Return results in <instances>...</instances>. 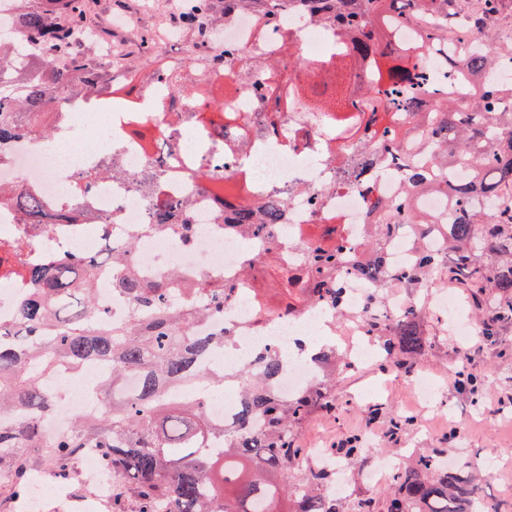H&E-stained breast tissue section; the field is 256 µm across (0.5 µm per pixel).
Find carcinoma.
Listing matches in <instances>:
<instances>
[{"label":"carcinoma","mask_w":512,"mask_h":512,"mask_svg":"<svg viewBox=\"0 0 512 512\" xmlns=\"http://www.w3.org/2000/svg\"><path fill=\"white\" fill-rule=\"evenodd\" d=\"M294 0H231L252 5L260 18L284 12ZM323 18L336 22L349 50L347 64L356 65L373 54L385 66L384 86L365 96L371 114L396 110L413 114L415 124L397 128L380 125L373 138L385 152L400 154L405 192L397 202L380 195L368 209L381 221L371 225L363 245L369 257L357 272L372 284L415 289L446 270L460 287L470 289L484 324V336L494 341L496 325L512 324V160L501 159L496 147L512 149V83L489 74L512 64V45L499 46L489 37L484 17L465 12L460 0H315ZM403 23L421 21L427 27L420 47H448V34L464 29L485 41L481 50L459 45L457 64L468 73L482 74V85L469 107L427 86L426 76L405 62L401 51L381 37L377 22L385 10ZM24 37L12 52L29 59L25 69L8 77V95L31 113L29 127L45 131L43 118L55 104L83 90V76L95 57L78 51L84 26L65 24L31 7L23 9ZM285 107L295 104L316 112L330 108L315 85H297L284 79L272 88ZM364 113L340 111L336 127L351 135L359 132ZM447 193L448 235L442 250L421 249L408 265L388 271L378 260L384 240L403 224L414 225L427 237L437 222L418 212L413 198L420 193ZM282 197L238 214L240 233L267 236L281 224ZM12 205L33 221L45 214L39 199L16 191L0 192V207ZM305 274L294 275L281 260L276 245L244 259L245 272L266 287V261H274L279 285L296 291V305L330 303L343 309L344 288L336 280V265L350 247L330 226L314 234L307 245ZM126 247L107 246L102 257L47 258L27 264L21 274L32 285L19 305L14 324L0 326V456H21L27 448H41L52 466L61 470L83 448H95L102 470L126 480L137 497V512H347L346 501L322 492L333 483L325 469L300 473L305 449L295 444V433L314 409L336 410L332 388L336 362L327 352L316 357L319 376L297 394L284 398L270 381L282 369L274 349L260 351L253 364L237 370L241 409L237 418L216 422L203 400L170 398L177 384L217 387L225 376L209 372L204 356L212 350L233 349L239 336L226 327L214 337L195 336L192 326L203 316H224L232 297L231 283L202 277L195 285L197 310L178 304L175 277L144 281L133 271L112 280V289L127 296L145 313L121 324L102 320L94 297L96 268L101 262L124 264ZM380 293H367L360 322L369 337L380 341L386 363L411 372L424 354L427 340L419 325L423 305L391 317L378 311ZM97 361L108 374L97 389L99 410L79 415L71 427L53 438L44 436L42 422L53 401L42 384L56 371H78ZM139 380L137 391L124 389L127 378ZM356 461L365 453L363 436L355 434L341 448ZM482 471L471 466L448 471L435 454L398 462L392 474L387 512H501L485 500Z\"/></svg>","instance_id":"obj_1"}]
</instances>
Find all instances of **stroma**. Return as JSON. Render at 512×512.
<instances>
[{"instance_id": "obj_1", "label": "stroma", "mask_w": 512, "mask_h": 512, "mask_svg": "<svg viewBox=\"0 0 512 512\" xmlns=\"http://www.w3.org/2000/svg\"><path fill=\"white\" fill-rule=\"evenodd\" d=\"M118 16L128 17L132 25L113 30V39L131 47L133 67L146 65L150 53L144 40L168 19L164 0H94L87 23L104 29ZM457 295L471 326L466 340L440 325L437 308L421 314L420 326L431 346L418 365L434 371L442 382L434 407L417 406L408 374L377 358L342 371L336 379L335 411H314L298 429L296 440L306 449L333 448L367 430L373 446L349 472L346 499L352 510L369 500L375 512H385L384 493L368 485L366 474L388 449L403 448L413 455L437 450L445 457L463 452L480 460L496 453L486 492L503 512H512V325L500 329L496 342L487 341L468 291L458 289ZM470 372L481 375V387L474 393L458 390L456 379ZM397 417L411 418L412 423L393 429L391 421Z\"/></svg>"}]
</instances>
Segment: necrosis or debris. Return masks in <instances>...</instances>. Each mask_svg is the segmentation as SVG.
I'll return each instance as SVG.
<instances>
[{
    "instance_id": "1",
    "label": "necrosis or debris",
    "mask_w": 512,
    "mask_h": 512,
    "mask_svg": "<svg viewBox=\"0 0 512 512\" xmlns=\"http://www.w3.org/2000/svg\"><path fill=\"white\" fill-rule=\"evenodd\" d=\"M420 25L389 29L388 35L421 62L431 84L449 88L468 102L474 88L446 69L443 54L419 55ZM180 34L149 35L151 50L165 56L161 69H131L123 44L95 32L97 58L118 76L115 94L100 92L93 73L84 76L81 95L62 99L52 132H28V113L0 99V113L11 116L17 132L0 143V187L41 197L44 225L30 223L16 208H0V243L13 267L45 252L74 257L100 250L107 242L135 241L130 256L144 279L178 274L180 302L190 305L189 283L198 276L237 283L220 318H202L194 332L208 336L222 326L237 329L239 348L231 355L213 351L204 359L211 369L254 360L260 346L275 348L284 367L272 381L282 396L316 377L312 363L295 350L315 326L330 327L334 306L302 307L290 314L259 309L254 284L240 277L245 253L261 251L256 239L231 230L235 214L286 193L288 206L275 237L283 263L292 272L306 264L310 231L328 224L352 245H360L371 221L366 190L393 199L402 167L381 150L370 151L368 166L344 171L353 155L337 137L335 115L285 109L268 93V72L252 69L242 77L244 57L285 56L293 52L289 75L294 83L319 80L317 60L343 59L333 30L306 9L261 23L255 12L234 9L214 41L190 45L187 55L169 53ZM168 214L172 232L146 231L156 210ZM189 225L182 236L178 225ZM118 269L104 266L96 275V295L106 318L124 322L132 305L113 291ZM104 367L87 364L83 373L53 377L48 392L56 405L44 420L47 436L66 431L74 415L96 409L97 383Z\"/></svg>"
}]
</instances>
